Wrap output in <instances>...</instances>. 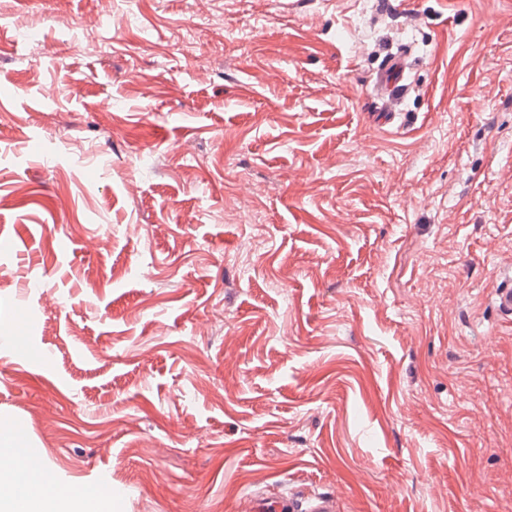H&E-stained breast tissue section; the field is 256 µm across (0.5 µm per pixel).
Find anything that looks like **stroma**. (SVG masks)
I'll list each match as a JSON object with an SVG mask.
<instances>
[{
	"instance_id": "35a3bbf8",
	"label": "stroma",
	"mask_w": 512,
	"mask_h": 512,
	"mask_svg": "<svg viewBox=\"0 0 512 512\" xmlns=\"http://www.w3.org/2000/svg\"><path fill=\"white\" fill-rule=\"evenodd\" d=\"M126 6L0 0V336L50 356L0 359L24 455L106 472L102 512H512V0H235L220 42V0ZM412 70L410 49L401 45L390 49L382 58L373 80V115L378 118L379 127H393L396 106L408 92V76ZM249 512H340L341 499L312 489L267 490L249 495Z\"/></svg>"
}]
</instances>
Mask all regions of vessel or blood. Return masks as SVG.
Here are the masks:
<instances>
[{"label":"vessel or blood","instance_id":"vessel-or-blood-1","mask_svg":"<svg viewBox=\"0 0 512 512\" xmlns=\"http://www.w3.org/2000/svg\"><path fill=\"white\" fill-rule=\"evenodd\" d=\"M412 69L410 50L399 46L389 50L375 71L373 80L374 110L380 127H393L396 107L408 92L407 83ZM5 356L43 363L41 353L29 342L16 337L0 340ZM249 512H341V500L334 494H321L308 488L293 491L281 489L254 493L249 497Z\"/></svg>","mask_w":512,"mask_h":512}]
</instances>
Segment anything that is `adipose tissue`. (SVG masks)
Wrapping results in <instances>:
<instances>
[{
    "label": "adipose tissue",
    "instance_id": "adipose-tissue-1",
    "mask_svg": "<svg viewBox=\"0 0 512 512\" xmlns=\"http://www.w3.org/2000/svg\"><path fill=\"white\" fill-rule=\"evenodd\" d=\"M51 480L48 470L31 467L25 460L17 470L0 472V512H61L69 504L77 505L80 512H99L103 491L66 489L48 500L41 489Z\"/></svg>",
    "mask_w": 512,
    "mask_h": 512
}]
</instances>
